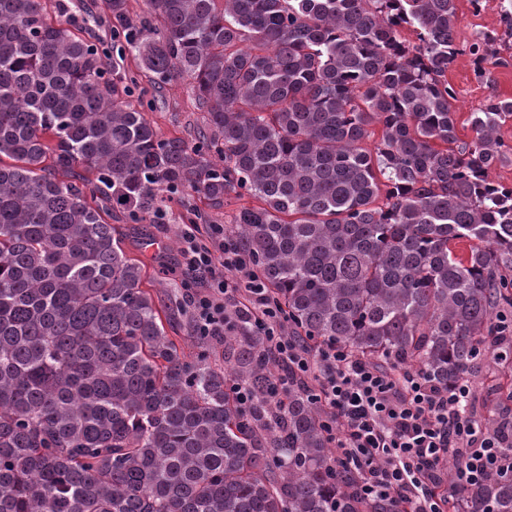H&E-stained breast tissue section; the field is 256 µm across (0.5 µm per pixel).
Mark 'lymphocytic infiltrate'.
<instances>
[{
    "mask_svg": "<svg viewBox=\"0 0 512 512\" xmlns=\"http://www.w3.org/2000/svg\"><path fill=\"white\" fill-rule=\"evenodd\" d=\"M223 252V262H216L210 248L195 237L185 239L188 269L217 286L194 301L199 332L223 337L225 308L233 304L295 371L321 372L319 399L335 419L336 448L341 458L358 463L365 497L392 499L400 512H454L455 501L440 479L445 462L455 461L460 480L469 485L512 469V448L469 410V380L445 389L420 372H393L345 349L301 351L275 334L271 322L280 309L268 301L240 244L224 242ZM240 295L245 304H237Z\"/></svg>",
    "mask_w": 512,
    "mask_h": 512,
    "instance_id": "lymphocytic-infiltrate-1",
    "label": "lymphocytic infiltrate"
}]
</instances>
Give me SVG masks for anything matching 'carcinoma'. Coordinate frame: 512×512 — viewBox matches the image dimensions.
Here are the masks:
<instances>
[{
    "label": "carcinoma",
    "mask_w": 512,
    "mask_h": 512,
    "mask_svg": "<svg viewBox=\"0 0 512 512\" xmlns=\"http://www.w3.org/2000/svg\"><path fill=\"white\" fill-rule=\"evenodd\" d=\"M455 2L146 0L154 25L105 0L111 59L47 0H0V512H396L359 494L313 385L273 398L251 324L229 318L222 364L168 335L104 216L247 194L230 224L295 341L473 375L512 307V186L489 178L512 99L459 139ZM144 75L189 81L208 133L161 136L130 101ZM448 484L461 512H512L507 473Z\"/></svg>",
    "instance_id": "1"
}]
</instances>
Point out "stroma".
Returning a JSON list of instances; mask_svg holds the SVG:
<instances>
[{"label": "stroma", "mask_w": 512, "mask_h": 512, "mask_svg": "<svg viewBox=\"0 0 512 512\" xmlns=\"http://www.w3.org/2000/svg\"><path fill=\"white\" fill-rule=\"evenodd\" d=\"M68 7L65 18L90 39L109 44V27L102 0H64ZM503 0H457L455 43L459 53L448 71L447 79L457 92L454 103L457 133L461 140L471 141L470 114L477 111L492 96L512 98V36L505 33L502 24ZM492 33L497 37L496 51L483 64H476L468 46L476 33ZM142 105L150 121L165 137L178 136L194 140L202 123V114L196 108L185 83L156 85L142 79L132 98ZM250 197L232 200L223 212L208 208L205 200L196 194L184 195L166 209L160 224H132L121 215H113L123 238V247L130 257L146 264V288L154 295L156 304L175 313L170 335L178 337L186 352H194L198 336L186 307V295L199 287L198 279L185 269L183 234L189 226L206 229L211 224H229L234 208L250 204ZM512 369V355L487 356L472 377L473 406L476 416L490 421L496 416L501 398L495 394V375Z\"/></svg>", "instance_id": "obj_1"}]
</instances>
